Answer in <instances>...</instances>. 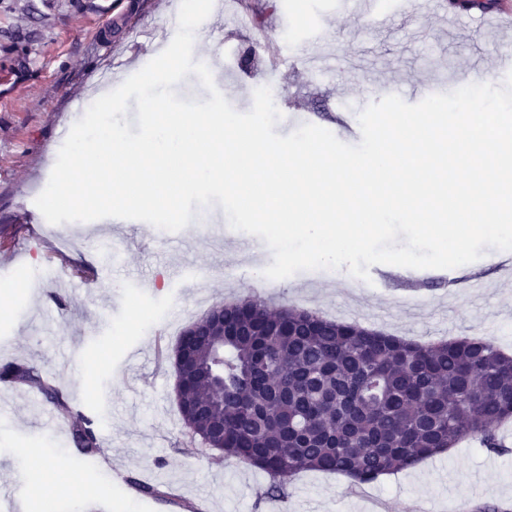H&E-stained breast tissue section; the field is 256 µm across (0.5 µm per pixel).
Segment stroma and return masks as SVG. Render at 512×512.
<instances>
[{
    "instance_id": "stroma-1",
    "label": "stroma",
    "mask_w": 512,
    "mask_h": 512,
    "mask_svg": "<svg viewBox=\"0 0 512 512\" xmlns=\"http://www.w3.org/2000/svg\"><path fill=\"white\" fill-rule=\"evenodd\" d=\"M169 2L0 0V71L10 61L16 66L11 82L0 84V287L13 289L8 310L0 311V365L34 364L70 404L99 413L98 451L111 464L107 471L78 464L69 427H46V405L0 387V496L20 467L17 449L39 448L49 472H74L82 481L81 490L61 489L50 512H90L93 503L104 512H168L113 484L115 468L205 512H373L379 501L391 512H476L482 505L512 512L510 423L499 431L503 454L468 438L359 490L345 476L306 471L294 478L287 502L261 500L264 472L186 447L172 365L155 356L156 341L173 349L210 307L248 294L273 308L309 309L417 343L476 336L512 352V275L495 267L493 248L457 268L425 270L419 287L407 288L377 280L363 287L357 277L344 282L320 269L257 279L272 254L254 257L244 247L248 234L228 227L219 239L200 224L167 236L142 221L99 219L46 223L41 241H27L23 226L37 211L73 110L86 107L104 68L132 76L171 43ZM27 3L34 9L21 15ZM240 11L249 34H237L215 8L193 50L206 55L216 88L242 113L266 85L280 112L303 113L331 130L339 108L357 114L372 103L381 79L397 82L404 101L415 104L432 79L477 57L485 68L480 82L498 86L512 72L501 58L512 30L482 27L467 13L449 24L435 0H397L374 26L340 10L339 0H241ZM315 30L334 42L330 62L317 71L308 66L306 43ZM355 60L365 64L363 73H352ZM52 258L97 269V286L69 275L41 278ZM173 263L187 266L190 286L168 278ZM472 277L486 286L476 300L460 285Z\"/></svg>"
}]
</instances>
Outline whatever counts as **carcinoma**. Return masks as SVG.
<instances>
[{"label":"carcinoma","instance_id":"carcinoma-1","mask_svg":"<svg viewBox=\"0 0 512 512\" xmlns=\"http://www.w3.org/2000/svg\"><path fill=\"white\" fill-rule=\"evenodd\" d=\"M178 407L188 444L269 477L261 497L288 496L307 470L373 483L442 455L467 437L505 451L512 356L489 339L421 345L311 310L270 308L257 296L224 304V334L202 322ZM0 385L26 386L71 412V440L92 456L91 421L29 363L0 366Z\"/></svg>","mask_w":512,"mask_h":512}]
</instances>
